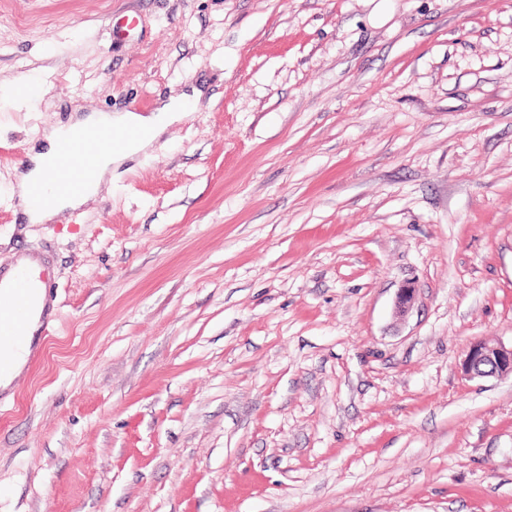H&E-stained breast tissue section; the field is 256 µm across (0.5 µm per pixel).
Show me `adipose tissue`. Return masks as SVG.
Returning <instances> with one entry per match:
<instances>
[{
    "label": "adipose tissue",
    "mask_w": 512,
    "mask_h": 512,
    "mask_svg": "<svg viewBox=\"0 0 512 512\" xmlns=\"http://www.w3.org/2000/svg\"><path fill=\"white\" fill-rule=\"evenodd\" d=\"M183 111V102L171 101L163 104L158 108L156 114L150 116L127 112L117 116L92 114L82 118V125L128 129L134 131L135 136L128 139L121 148L103 153L100 156L96 178L85 193L60 198L56 207L37 214V221L48 220L55 216L56 212L76 208L82 205L88 197L96 195L101 189L106 174L113 165L131 158L150 145L169 123L180 118Z\"/></svg>",
    "instance_id": "ef3b65f1"
}]
</instances>
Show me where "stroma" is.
<instances>
[{
	"label": "stroma",
	"instance_id": "obj_1",
	"mask_svg": "<svg viewBox=\"0 0 512 512\" xmlns=\"http://www.w3.org/2000/svg\"><path fill=\"white\" fill-rule=\"evenodd\" d=\"M194 89L17 223L45 133ZM21 252L57 320L0 393V512H512V376L459 369L512 345V0H0ZM461 367L470 379L512 376V346L475 343L466 351Z\"/></svg>",
	"mask_w": 512,
	"mask_h": 512
}]
</instances>
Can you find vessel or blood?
<instances>
[{
	"label": "vessel or blood",
	"mask_w": 512,
	"mask_h": 512,
	"mask_svg": "<svg viewBox=\"0 0 512 512\" xmlns=\"http://www.w3.org/2000/svg\"><path fill=\"white\" fill-rule=\"evenodd\" d=\"M127 130L90 129L62 141L52 165V178L45 186H33L27 206L44 205L55 191L77 193L90 182L93 153L113 149L130 138ZM47 266H0V350L19 344L34 313V291L48 288Z\"/></svg>",
	"instance_id": "b4317fda"
}]
</instances>
